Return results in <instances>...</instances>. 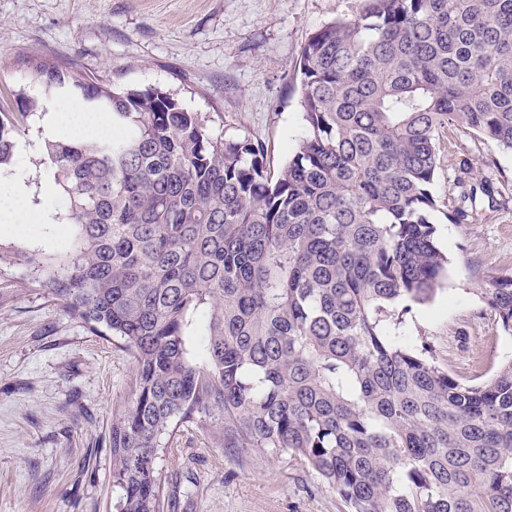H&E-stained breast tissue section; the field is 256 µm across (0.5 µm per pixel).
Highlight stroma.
<instances>
[{
    "mask_svg": "<svg viewBox=\"0 0 512 512\" xmlns=\"http://www.w3.org/2000/svg\"><path fill=\"white\" fill-rule=\"evenodd\" d=\"M363 0H0V111L27 149L25 178L47 215L0 228V246L53 251L72 229L54 221L61 195L46 191L32 145L51 136L24 116L30 62L48 59L121 89L160 87L201 113L218 137L255 136L271 166L305 133L294 65L315 29L355 16ZM487 179L465 224L433 215L448 277L413 306L405 335L464 381H482L512 358L480 294L512 272V152L467 132L443 133L434 190L447 197ZM33 267L0 261V512H115L112 416L132 398L135 362L117 340L71 317L37 283ZM218 425L182 428L158 467L177 490L173 512H349L303 462L225 448Z\"/></svg>",
    "mask_w": 512,
    "mask_h": 512,
    "instance_id": "obj_1",
    "label": "stroma"
}]
</instances>
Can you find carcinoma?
<instances>
[{
    "label": "carcinoma",
    "instance_id": "carcinoma-1",
    "mask_svg": "<svg viewBox=\"0 0 512 512\" xmlns=\"http://www.w3.org/2000/svg\"><path fill=\"white\" fill-rule=\"evenodd\" d=\"M306 134L212 136L172 93L109 88L40 61L26 112L79 97L112 136L39 145L75 229L15 250L70 316L133 355L112 419L116 512H161L180 428L308 465L350 512H512V359L482 382L403 334L445 277L432 214L463 224L475 184L434 190L442 132L512 152V0H366L312 32L297 63ZM17 124L0 116V172ZM483 295L512 334V273Z\"/></svg>",
    "mask_w": 512,
    "mask_h": 512
}]
</instances>
